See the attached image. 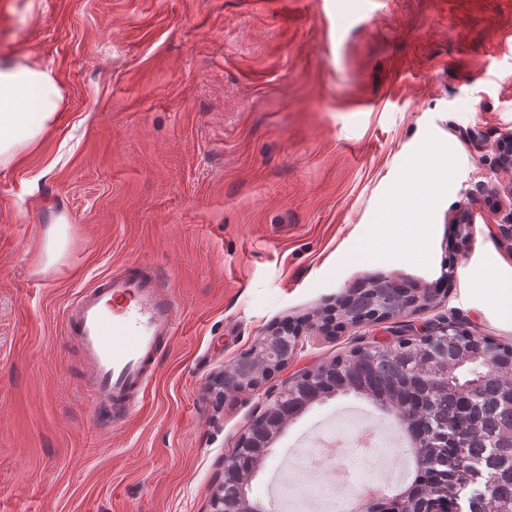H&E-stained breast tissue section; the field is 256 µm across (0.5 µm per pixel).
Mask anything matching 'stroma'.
Listing matches in <instances>:
<instances>
[{"mask_svg":"<svg viewBox=\"0 0 512 512\" xmlns=\"http://www.w3.org/2000/svg\"><path fill=\"white\" fill-rule=\"evenodd\" d=\"M12 55L52 69L65 106L0 168V512H206L225 454L287 375L410 321L512 344L488 281L512 280V199L488 191L512 178L490 171L512 132V0H0ZM427 131L448 145V202L425 226L376 223ZM60 218L68 248L40 272ZM132 262L170 281L177 334L114 422L90 406L64 315ZM375 279L441 292L408 317L318 330V312ZM287 319L302 342L286 372L208 390ZM360 427L399 430L351 395L313 406L251 499L283 512L299 454Z\"/></svg>","mask_w":512,"mask_h":512,"instance_id":"35a3bbf8","label":"stroma"}]
</instances>
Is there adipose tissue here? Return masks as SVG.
I'll return each mask as SVG.
<instances>
[{
    "mask_svg": "<svg viewBox=\"0 0 512 512\" xmlns=\"http://www.w3.org/2000/svg\"><path fill=\"white\" fill-rule=\"evenodd\" d=\"M62 104L59 81L49 68L27 55L0 60V166L39 144L55 126ZM423 155L422 173H410L391 187L380 223H431L448 194V149L432 141Z\"/></svg>",
    "mask_w": 512,
    "mask_h": 512,
    "instance_id": "obj_1",
    "label": "adipose tissue"
}]
</instances>
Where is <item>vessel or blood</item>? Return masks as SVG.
Masks as SVG:
<instances>
[{"label": "vessel or blood", "instance_id": "b4317fda", "mask_svg": "<svg viewBox=\"0 0 512 512\" xmlns=\"http://www.w3.org/2000/svg\"><path fill=\"white\" fill-rule=\"evenodd\" d=\"M175 308L160 273L136 262L98 277L75 296L64 329L87 370L94 412L116 421L131 412L176 334Z\"/></svg>", "mask_w": 512, "mask_h": 512}]
</instances>
